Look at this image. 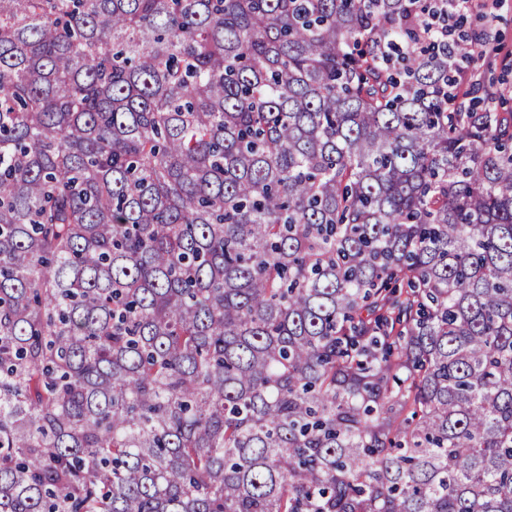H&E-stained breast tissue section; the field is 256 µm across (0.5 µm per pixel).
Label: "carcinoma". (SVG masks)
<instances>
[{"instance_id": "1", "label": "carcinoma", "mask_w": 512, "mask_h": 512, "mask_svg": "<svg viewBox=\"0 0 512 512\" xmlns=\"http://www.w3.org/2000/svg\"><path fill=\"white\" fill-rule=\"evenodd\" d=\"M445 10L0 0V512H512V112Z\"/></svg>"}]
</instances>
